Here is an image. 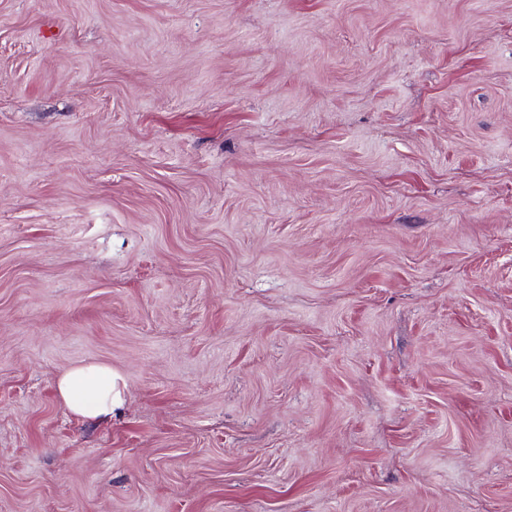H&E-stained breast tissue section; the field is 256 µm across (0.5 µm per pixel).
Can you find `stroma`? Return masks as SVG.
Masks as SVG:
<instances>
[{"instance_id":"obj_1","label":"stroma","mask_w":512,"mask_h":512,"mask_svg":"<svg viewBox=\"0 0 512 512\" xmlns=\"http://www.w3.org/2000/svg\"><path fill=\"white\" fill-rule=\"evenodd\" d=\"M0 512H512V0H0ZM55 386L73 413L92 419L117 414L125 405L128 388L121 372L101 363L72 366L57 377Z\"/></svg>"}]
</instances>
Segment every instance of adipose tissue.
<instances>
[{
	"label": "adipose tissue",
	"instance_id": "obj_1",
	"mask_svg": "<svg viewBox=\"0 0 512 512\" xmlns=\"http://www.w3.org/2000/svg\"><path fill=\"white\" fill-rule=\"evenodd\" d=\"M58 395L75 414L108 419L125 405L128 388L124 375L101 363L80 364L63 371L56 379Z\"/></svg>",
	"mask_w": 512,
	"mask_h": 512
}]
</instances>
